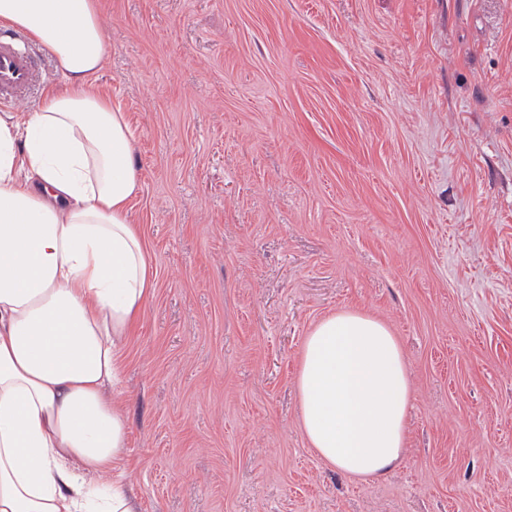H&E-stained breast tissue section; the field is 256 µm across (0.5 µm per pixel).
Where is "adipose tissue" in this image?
Returning a JSON list of instances; mask_svg holds the SVG:
<instances>
[{
  "mask_svg": "<svg viewBox=\"0 0 512 512\" xmlns=\"http://www.w3.org/2000/svg\"><path fill=\"white\" fill-rule=\"evenodd\" d=\"M0 26L62 76L36 111L0 113V512H137L112 388L155 273L130 215L133 130L92 83L106 34L95 0H0ZM296 386L303 434L333 468L369 478L400 460L412 389L383 321L321 319Z\"/></svg>",
  "mask_w": 512,
  "mask_h": 512,
  "instance_id": "ef3b65f1",
  "label": "adipose tissue"
}]
</instances>
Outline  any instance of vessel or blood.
Masks as SVG:
<instances>
[{
	"instance_id": "vessel-or-blood-1",
	"label": "vessel or blood",
	"mask_w": 512,
	"mask_h": 512,
	"mask_svg": "<svg viewBox=\"0 0 512 512\" xmlns=\"http://www.w3.org/2000/svg\"><path fill=\"white\" fill-rule=\"evenodd\" d=\"M38 66L35 58L14 33L0 35V102L23 100Z\"/></svg>"
}]
</instances>
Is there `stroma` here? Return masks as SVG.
Segmentation results:
<instances>
[{"mask_svg": "<svg viewBox=\"0 0 512 512\" xmlns=\"http://www.w3.org/2000/svg\"><path fill=\"white\" fill-rule=\"evenodd\" d=\"M156 288L121 350L138 512H512V0H96ZM398 337L400 461L323 463L320 319Z\"/></svg>", "mask_w": 512, "mask_h": 512, "instance_id": "stroma-1", "label": "stroma"}]
</instances>
